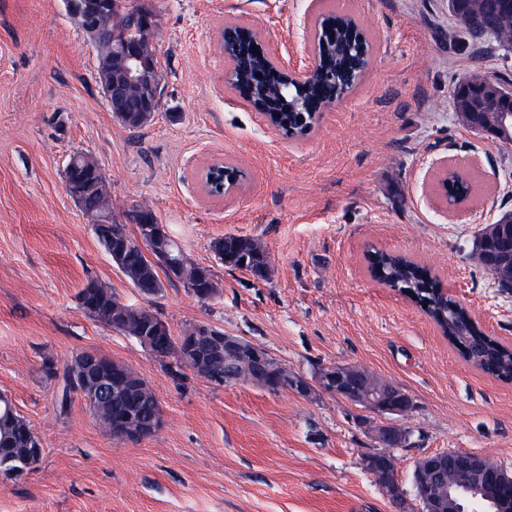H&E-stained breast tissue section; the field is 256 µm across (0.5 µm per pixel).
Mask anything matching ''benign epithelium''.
I'll return each mask as SVG.
<instances>
[{"label":"benign epithelium","mask_w":512,"mask_h":512,"mask_svg":"<svg viewBox=\"0 0 512 512\" xmlns=\"http://www.w3.org/2000/svg\"><path fill=\"white\" fill-rule=\"evenodd\" d=\"M67 12L73 17L82 32L104 56L112 51L115 74L108 76L102 85L114 117L131 119L137 116L152 118L156 112L155 103L162 95V78L144 84V77L156 71L153 42L158 30L157 15L144 4L127 3L114 9L112 25L109 28L101 20L105 8L112 0H64ZM458 23L465 28H477L491 34L496 26V12L489 10L480 17H471L455 12ZM129 22L139 28L141 37L135 41L118 40L117 25ZM309 64L302 72L280 65L269 53L263 37L250 26L228 23L221 33L219 47L231 63L227 83L231 86L245 78L252 68L251 56H264L277 69L278 75L287 84L303 87L320 75L333 82L338 81L336 71L319 68L320 57L313 41V32H307ZM491 112H456L471 130L490 138L499 146L512 145V93L497 88L490 99ZM243 173L231 171L222 162L208 168L203 178V188L210 195L226 196L239 188ZM476 252L483 259L484 268L494 282L504 291H512V214L496 222L493 228L477 240ZM224 378L212 380L218 387L233 378L237 359L247 360L253 367L248 375L252 383L264 388L268 370V353L257 344L236 336H224ZM278 388L297 397L308 398L320 389L346 401L361 405L371 413L383 416L402 417L410 412L412 399L408 393L392 384H369L360 386L352 382L339 367H324L317 371L314 380L288 371L281 367L275 375ZM360 424L381 448H403L407 445V432L397 423L379 425L363 418ZM448 457L458 475V480L446 479L444 466L435 455L424 456L415 463L413 487L422 502V512H486L485 504H491L499 512L502 502L512 500V471H508L490 459L469 453L450 451ZM365 470L376 480L384 496L400 509H406L407 493L402 482L392 474L383 479L381 474L389 466L388 457L372 454L364 458Z\"/></svg>","instance_id":"obj_1"}]
</instances>
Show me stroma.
<instances>
[{"instance_id": "1", "label": "stroma", "mask_w": 512, "mask_h": 512, "mask_svg": "<svg viewBox=\"0 0 512 512\" xmlns=\"http://www.w3.org/2000/svg\"><path fill=\"white\" fill-rule=\"evenodd\" d=\"M144 2L159 21L163 94L131 130L113 116L96 49L63 0H0V393L43 446L31 469L0 479V512H399L364 469L378 445L358 422L362 406L321 391L218 388L190 371L173 380L80 308L91 280L149 304L173 335L208 323L302 376L353 365L402 388L414 403L399 420L410 441L393 451L404 488L419 458L448 451L512 471V382L465 361L418 304L369 276L365 259L378 250L429 267L483 332L512 347V294L473 256L480 231L512 211V146L461 125L452 103L472 72L512 79V52H449L459 24L448 0H321L361 20L374 54L353 92L290 138L226 83L217 39L225 24L251 26L275 60L304 70L309 0ZM76 152L97 160L115 217L148 206L191 260L213 267L216 297L198 301L175 283L144 301L67 192ZM442 159L473 185L459 204L432 169ZM216 161L243 171L238 193L202 191ZM227 234L262 242L268 280L216 262L211 244ZM87 351L149 384L157 433L114 439L77 394L59 408L63 380L42 363L62 368Z\"/></svg>"}]
</instances>
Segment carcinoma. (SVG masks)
<instances>
[{
	"mask_svg": "<svg viewBox=\"0 0 512 512\" xmlns=\"http://www.w3.org/2000/svg\"><path fill=\"white\" fill-rule=\"evenodd\" d=\"M496 4L502 20L500 32L486 36L473 30L462 28L448 33L449 48L460 51L465 47L490 39L501 47L512 46V0H492ZM369 45L364 32L349 29H336V40H326L321 63L330 68L341 67L348 53H356L358 47ZM279 80L272 79V87L260 95L259 90L252 91L255 100L260 101L275 113L274 121L288 133L289 128L297 129L300 136L306 135V126H298L299 113L278 103L275 84ZM344 86L336 90H327L316 79L309 84L304 92L296 87L288 90V98L302 99L309 107L329 98L333 92H341ZM472 185L455 178L448 181L446 191L448 198L457 201L466 198ZM124 229L125 225H99L94 228L97 241L112 263L120 270L125 279L136 289L154 288L156 293L165 288L164 282H179L194 296L204 302L218 295L219 282L210 266H203L191 261L182 251L179 244L170 235L162 232L159 219L153 210L142 213V222L136 225V234H126L125 244L119 254H112V228ZM215 259L221 265L233 269H245L259 280L267 279L270 271L268 254L256 239L227 234L215 239L211 244ZM374 265L379 278L390 288L406 295L420 305H427L426 313L442 329L444 335L457 348L463 358L476 367L504 381H512V349L498 342L481 337L480 331L470 322L465 308L444 297L439 292L440 283L437 278L424 277L421 268L414 262L401 256L383 252L375 253ZM78 301L82 309L92 305L91 317L101 324L125 335L136 337H152L147 349L162 356V364L174 379H181L185 369L189 368V355L178 348L182 339H187V332L179 336L172 335L170 329L160 333H152L154 312L148 307H134L124 304L112 292L95 281H88L78 292ZM83 355L74 357L63 373L64 388L60 397V407L66 408L70 394L78 391L91 393L92 381L86 376V368L82 365ZM101 369L112 378V396L107 401L92 400L93 415L98 422L109 427L120 420L124 414L132 416L135 427H147L160 418L158 400L137 373L120 362L106 359ZM199 373L208 377L224 376V351L210 355L199 367ZM40 439L30 423L18 412L7 409V401L0 399V475L12 478L20 475L24 469L37 463V459L28 454V449L37 447Z\"/></svg>",
	"mask_w": 512,
	"mask_h": 512,
	"instance_id": "1",
	"label": "carcinoma"
}]
</instances>
